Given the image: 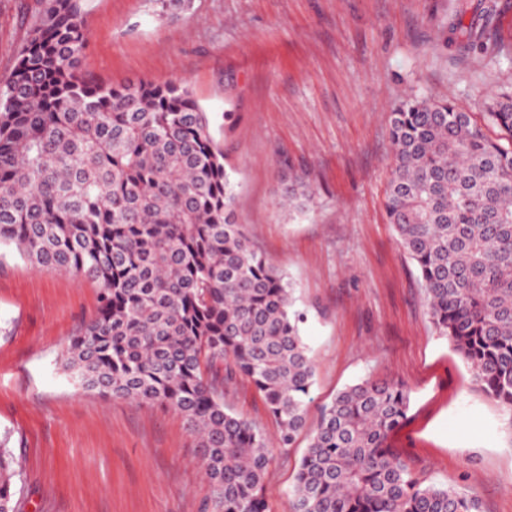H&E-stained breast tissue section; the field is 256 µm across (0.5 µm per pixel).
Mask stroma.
<instances>
[{
    "mask_svg": "<svg viewBox=\"0 0 512 512\" xmlns=\"http://www.w3.org/2000/svg\"><path fill=\"white\" fill-rule=\"evenodd\" d=\"M492 15H485L488 4ZM37 0H0V78L8 76ZM84 73L121 84L183 80L206 109L236 184L234 212L293 284L316 359L307 428L337 392L372 377L411 391L388 440L419 478L477 494L482 512H512V437L501 407L429 320L418 272L385 212L390 114L410 96L481 115L512 86V0H193L159 18L150 0H83ZM483 20L491 57L448 45L456 13ZM314 191L283 204L289 177ZM99 286L40 272L0 250V431L24 482L19 512H203L210 488L194 436L173 412L78 388L58 360L96 312ZM224 403L275 434L252 384ZM307 446L302 433L266 474L271 512Z\"/></svg>",
    "mask_w": 512,
    "mask_h": 512,
    "instance_id": "35a3bbf8",
    "label": "stroma"
}]
</instances>
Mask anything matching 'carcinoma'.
I'll list each match as a JSON object with an SVG mask.
<instances>
[{
	"instance_id": "carcinoma-1",
	"label": "carcinoma",
	"mask_w": 512,
	"mask_h": 512,
	"mask_svg": "<svg viewBox=\"0 0 512 512\" xmlns=\"http://www.w3.org/2000/svg\"><path fill=\"white\" fill-rule=\"evenodd\" d=\"M178 19L192 0H153ZM452 42L481 43L458 17ZM81 0H38L0 79V247L39 271L99 284L95 315L60 359L78 386L179 414L210 484L205 512H269L265 475L305 429L316 361L293 286L253 246L208 112L181 80L120 86L83 74ZM385 202L417 267L427 313L501 405L512 438V90L478 121L446 100L391 115ZM305 209L312 191L286 188ZM247 378L277 436L224 405ZM409 390L363 379L322 407L291 486L292 512H481L453 483L424 482L388 446ZM22 468L0 438V512H16Z\"/></svg>"
}]
</instances>
